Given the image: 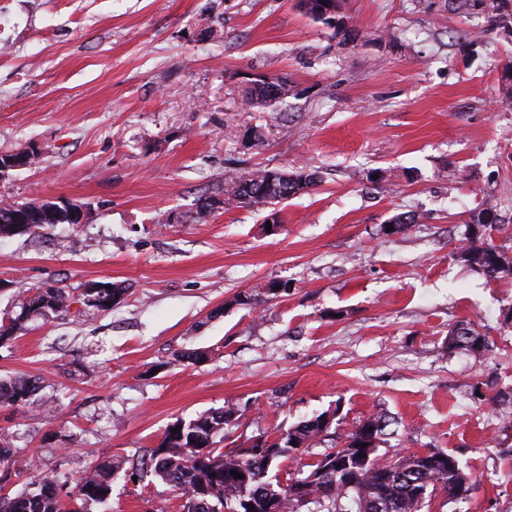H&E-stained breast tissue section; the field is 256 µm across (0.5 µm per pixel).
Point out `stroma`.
Returning a JSON list of instances; mask_svg holds the SVG:
<instances>
[{
	"instance_id": "obj_1",
	"label": "stroma",
	"mask_w": 512,
	"mask_h": 512,
	"mask_svg": "<svg viewBox=\"0 0 512 512\" xmlns=\"http://www.w3.org/2000/svg\"><path fill=\"white\" fill-rule=\"evenodd\" d=\"M341 13L352 39L300 0H0V153L38 154L0 180V204L86 209L82 224L0 236V321L25 289H126L111 310L76 301L0 345V379L41 386L0 407L6 493L136 464L176 420L231 405L233 437L332 415L281 479L379 413L381 451L445 452L475 482L422 512H512V277L454 256L487 203L512 254V37L444 0H342ZM259 74L286 79L288 97L249 104ZM300 166L317 183L277 205L276 231L235 206L198 221L226 179ZM402 214L416 223L387 232ZM462 324L488 350L449 348ZM184 502L154 476H118L88 512Z\"/></svg>"
}]
</instances>
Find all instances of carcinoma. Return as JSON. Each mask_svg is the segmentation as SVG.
Here are the masks:
<instances>
[{
    "label": "carcinoma",
    "mask_w": 512,
    "mask_h": 512,
    "mask_svg": "<svg viewBox=\"0 0 512 512\" xmlns=\"http://www.w3.org/2000/svg\"><path fill=\"white\" fill-rule=\"evenodd\" d=\"M307 10L313 19L340 31L344 17L332 14L322 2ZM482 9L488 22L495 28L512 33V0H485ZM288 94V83L278 77L258 76L252 83L249 101L267 103ZM280 169H255L236 176L224 183L225 206L269 209L287 196L301 193L311 187L315 174H296L288 178V191H283ZM30 208L26 218L29 230H52L58 224H69L71 220L63 205H36L34 201L0 206V235L13 234L11 225L3 219L18 206ZM491 213L486 207L473 213L471 223L474 232L455 257L489 279L497 280L512 275V257L489 242L495 229L493 224L482 222L483 214ZM126 289L112 284L96 294L82 293L85 305L101 311L112 309V300L121 298ZM71 295L63 288H38L35 297L22 301L21 313L0 326V343L8 341L24 328V320L48 312L59 313L70 308ZM486 346V338L471 328H454L448 333V347L461 348L479 353ZM39 390V382L30 378L16 377L0 381V406H17L27 403ZM234 411L226 406L221 411L203 414L186 421H178L179 431L167 429L161 443L152 450L149 463L142 468L134 467L125 476L142 477L150 472L154 476L183 492L186 496L185 512H241L244 503L256 502L265 505L261 512H298L296 503L301 499H316L327 502V512H421L424 501L418 496L422 481L428 486V495L440 491L450 500L465 497L473 487L470 476L453 464L439 460L440 451L389 454L380 452V443L390 421L382 415L368 418L369 427H356L348 435L352 444L372 445L373 454L357 478L351 473L357 464L352 458L335 451L331 467L316 483L305 484L303 479L284 489L280 486L273 469L277 460L299 450L307 449L318 438L327 435L323 415H318L288 430V437L277 448L275 460L270 462L265 455L242 458L226 453L218 447L224 439V415ZM122 469L119 460L98 463L91 467L84 478L71 490L62 492L59 485L43 480L38 487L25 489L14 496H0V512H84L87 503H103L112 491V480ZM245 471L249 480L244 482L231 472Z\"/></svg>",
    "instance_id": "obj_1"
}]
</instances>
